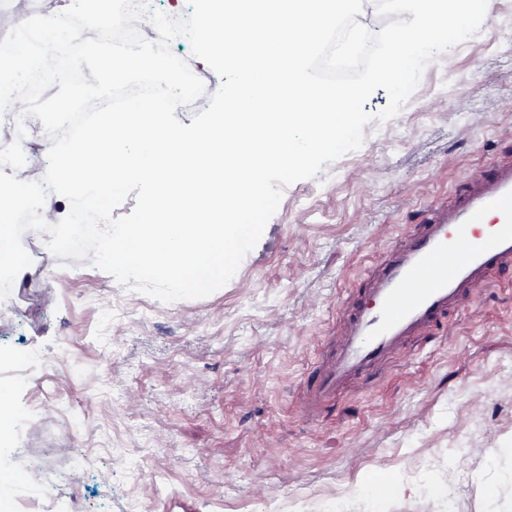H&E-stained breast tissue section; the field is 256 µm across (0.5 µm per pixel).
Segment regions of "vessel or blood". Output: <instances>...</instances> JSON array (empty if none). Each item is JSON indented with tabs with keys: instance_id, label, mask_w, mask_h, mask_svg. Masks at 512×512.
<instances>
[{
	"instance_id": "vessel-or-blood-1",
	"label": "vessel or blood",
	"mask_w": 512,
	"mask_h": 512,
	"mask_svg": "<svg viewBox=\"0 0 512 512\" xmlns=\"http://www.w3.org/2000/svg\"><path fill=\"white\" fill-rule=\"evenodd\" d=\"M512 265V159L464 181L453 203L433 207L348 299L346 332L305 382L301 412L317 418L338 389L371 378L405 340L472 293L497 269Z\"/></svg>"
}]
</instances>
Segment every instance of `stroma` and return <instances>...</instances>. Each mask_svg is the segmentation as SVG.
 Segmentation results:
<instances>
[{"label":"stroma","mask_w":512,"mask_h":512,"mask_svg":"<svg viewBox=\"0 0 512 512\" xmlns=\"http://www.w3.org/2000/svg\"><path fill=\"white\" fill-rule=\"evenodd\" d=\"M474 40L425 68L392 119L372 121L355 152L283 190L275 214L232 279L173 303L132 292L86 261L48 256L0 300V349L55 358L32 386L53 392L37 416L56 431L58 398L86 430L29 453L63 472L88 449L89 470L55 482L60 507L86 512H315L395 483V512H448L424 483L450 487L458 512H485L495 486L512 499V267L412 337L379 375L342 391L317 421L299 409L303 383L341 331L340 308L428 206L512 157V28L493 0ZM124 314L100 322L104 302ZM86 370L73 377L67 365Z\"/></svg>","instance_id":"35a3bbf8"}]
</instances>
